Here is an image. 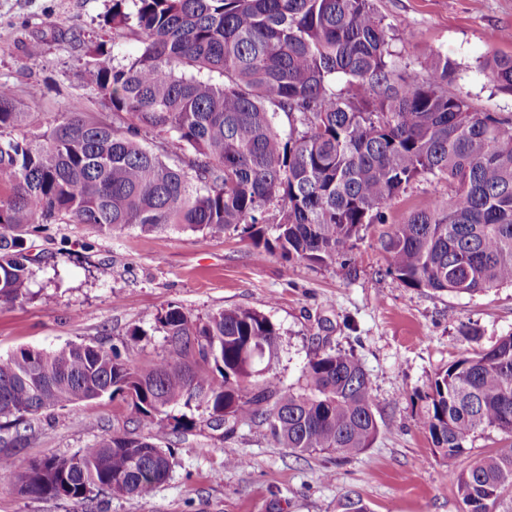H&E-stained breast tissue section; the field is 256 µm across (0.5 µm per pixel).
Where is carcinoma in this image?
<instances>
[{
	"mask_svg": "<svg viewBox=\"0 0 512 512\" xmlns=\"http://www.w3.org/2000/svg\"><path fill=\"white\" fill-rule=\"evenodd\" d=\"M104 23L112 40L139 43L126 64L104 40L84 52L83 83L112 115L75 105L22 134L30 113L0 81L1 303L27 298L37 262L27 243L50 224L206 235L243 224L257 256L326 263L363 226L386 223L393 198L425 176L446 180L448 198L382 238L389 273L454 294L512 285V116L471 112L448 92L454 67L438 53L424 77L397 70L371 0H112ZM488 66L512 93V56ZM272 206L268 237L260 224ZM143 322L166 342L145 365L93 342L0 357V419L16 442L49 409L108 396L130 412L126 428L22 473L1 455V481L76 503L96 491L146 498L169 477L165 441L198 424L172 416L176 407L204 409L226 437L254 423L302 453L360 454L380 431L372 383L351 354L326 350L308 362L305 388H282L271 373L279 331L257 310L194 317L170 305ZM421 399L416 423L448 466L462 512H512V334L451 362ZM488 429L501 446L458 469ZM338 512L368 508L347 494Z\"/></svg>",
	"mask_w": 512,
	"mask_h": 512,
	"instance_id": "cac0c4a2",
	"label": "carcinoma"
}]
</instances>
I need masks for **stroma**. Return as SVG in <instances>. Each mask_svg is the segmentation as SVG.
I'll return each mask as SVG.
<instances>
[{
  "mask_svg": "<svg viewBox=\"0 0 512 512\" xmlns=\"http://www.w3.org/2000/svg\"><path fill=\"white\" fill-rule=\"evenodd\" d=\"M390 26L393 64L426 74L430 49L454 65L450 93L474 112L512 116V93L484 68L492 55H512V0H373ZM112 0H0V79L14 84L22 107L44 126L73 103L104 111L81 80L85 41L105 32ZM37 41L40 56L24 47ZM448 184L414 181L391 203L388 221L362 228L350 255L335 262L288 263L273 252L256 258L242 230L203 235L133 227L108 236L90 224H54L38 238L30 297L0 305V355L20 348L54 350L94 340L117 346L144 364L162 355V333L142 318L170 305L202 316L224 308L264 313L279 330L272 372L283 388L303 383L309 360L328 348L354 353L368 373L378 405L379 434L371 448L337 461L321 452L274 445L258 427L232 437L206 425L172 443L168 479L150 497L94 495L84 503L38 499L0 482V512H336L357 492L370 512H461L448 469L415 421L429 378L462 354L512 333V286L469 296L409 288L387 272L379 239L419 206L446 199ZM112 268L110 279L98 276ZM30 441L8 447L18 468L46 453L72 455L95 438L123 428L127 408L103 397L44 414ZM233 448L246 464H225Z\"/></svg>",
  "mask_w": 512,
  "mask_h": 512,
  "instance_id": "1",
  "label": "stroma"
}]
</instances>
